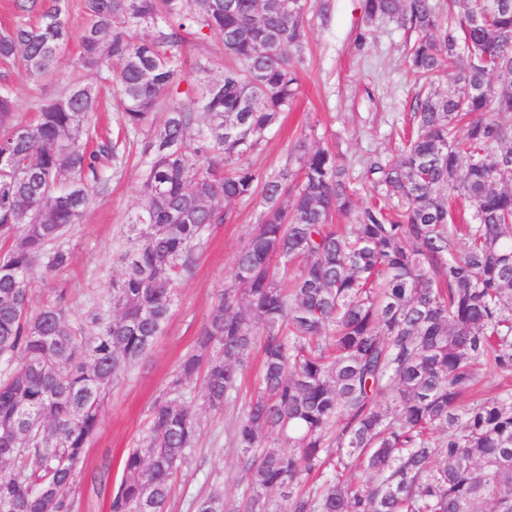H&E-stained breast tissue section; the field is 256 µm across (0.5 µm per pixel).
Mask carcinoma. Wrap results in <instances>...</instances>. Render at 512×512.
Segmentation results:
<instances>
[{
    "mask_svg": "<svg viewBox=\"0 0 512 512\" xmlns=\"http://www.w3.org/2000/svg\"><path fill=\"white\" fill-rule=\"evenodd\" d=\"M15 3L0 64L55 75L71 39L64 0ZM83 10L79 63L118 94L122 128L144 130L159 109L166 118L143 150L121 275L88 314L65 287L34 312L31 276L70 264L68 235L126 146L87 147L95 84L38 104L29 125L0 84V512H77V471L109 389L163 334L210 227L246 198L260 210L232 285L150 407L109 512H167L202 414L238 398L257 346L258 385L230 435L245 490L227 499L214 488L194 512H273L272 492L287 512H512V0H361L366 20L417 34L406 63L418 91L416 130L358 176L305 138L274 175L246 162L298 95L305 16L328 22L324 0ZM209 32L223 70L201 64L181 91L185 36ZM460 208L471 217L455 224ZM351 214L350 227L335 224ZM480 367L506 385L463 405ZM195 385L197 410L185 401ZM353 463L366 480L346 476Z\"/></svg>",
    "mask_w": 512,
    "mask_h": 512,
    "instance_id": "carcinoma-1",
    "label": "carcinoma"
}]
</instances>
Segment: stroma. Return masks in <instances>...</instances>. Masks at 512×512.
Returning <instances> with one entry per match:
<instances>
[{
	"label": "stroma",
	"mask_w": 512,
	"mask_h": 512,
	"mask_svg": "<svg viewBox=\"0 0 512 512\" xmlns=\"http://www.w3.org/2000/svg\"><path fill=\"white\" fill-rule=\"evenodd\" d=\"M331 5L328 25H321L316 16L307 18L297 103L281 114L275 128L249 156L251 164L267 173H277L294 142L304 136L338 152L357 169L370 156L394 153L400 145L399 132L413 126L411 102L416 86L405 54L414 34L388 19L364 25L360 0H331ZM85 23L82 0H68L73 38L60 56L55 77L30 78L22 65L0 66V80L14 88L20 122L34 119L32 101L52 99L72 84L93 81V74L77 64L76 37ZM366 27L371 30L367 41L357 44V34ZM206 60L214 73H221L224 48L218 36L191 41L183 55L182 79L191 81L197 62ZM146 140L143 133L131 138L128 163L111 174L107 189L70 232L72 260L56 283L71 290L78 312L87 311L120 272L128 219L137 209ZM228 210L230 221L211 228L195 275L178 284L176 305L164 333L105 398L99 428L77 476L79 512H108L106 486L120 481L126 454L148 435L152 402L162 394L181 356L191 349L215 292L229 281L235 256L256 223L258 207L244 199L229 204ZM257 383L256 373H249L235 402L223 412L203 415L195 460L172 478L170 512H191L192 498L215 483L223 485L225 495L242 494L238 451L230 443V433Z\"/></svg>",
	"instance_id": "stroma-1"
}]
</instances>
